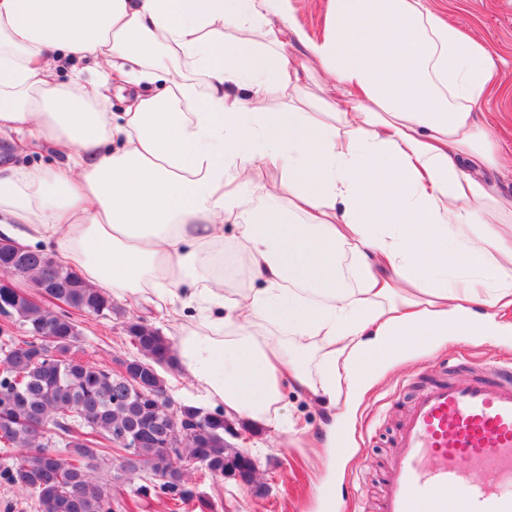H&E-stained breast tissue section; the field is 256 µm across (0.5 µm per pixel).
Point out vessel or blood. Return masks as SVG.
<instances>
[{
	"label": "vessel or blood",
	"instance_id": "b4317fda",
	"mask_svg": "<svg viewBox=\"0 0 512 512\" xmlns=\"http://www.w3.org/2000/svg\"><path fill=\"white\" fill-rule=\"evenodd\" d=\"M394 446L377 512H512V367L423 379Z\"/></svg>",
	"mask_w": 512,
	"mask_h": 512
}]
</instances>
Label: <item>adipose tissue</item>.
Returning a JSON list of instances; mask_svg holds the SVG:
<instances>
[{
    "mask_svg": "<svg viewBox=\"0 0 512 512\" xmlns=\"http://www.w3.org/2000/svg\"><path fill=\"white\" fill-rule=\"evenodd\" d=\"M295 2L0 0V134L56 158L0 164V238L150 300L205 402L284 435L285 389L350 405L409 350L512 312V199L474 115L488 45L428 0H328L316 37ZM91 61L138 87L124 112Z\"/></svg>",
    "mask_w": 512,
    "mask_h": 512,
    "instance_id": "obj_1",
    "label": "adipose tissue"
}]
</instances>
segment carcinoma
Listing matches in <instances>:
<instances>
[{
    "label": "carcinoma",
    "instance_id": "carcinoma-1",
    "mask_svg": "<svg viewBox=\"0 0 512 512\" xmlns=\"http://www.w3.org/2000/svg\"><path fill=\"white\" fill-rule=\"evenodd\" d=\"M48 257L28 248L15 259L0 249V268L17 279L43 281L58 300L51 309L17 303L0 291L9 321L26 333L20 341L7 337L0 351V447L23 458L20 465L1 467L0 480L24 489L37 512H114L112 485L96 475L100 457L107 454L143 481L135 489L137 498H163L168 512H193L207 503L182 462L203 458L210 476L240 477L264 494L238 449L228 447L223 412L206 418L193 406H181L188 432L175 440L166 409L131 387L141 378L155 393L166 392L157 371L168 364L166 337L143 322L130 324L129 337L142 357L120 361V369L78 355L72 311L104 315L112 312V301L69 267L46 275ZM121 435L135 437L137 446L113 447ZM125 451L134 456L128 463Z\"/></svg>",
    "mask_w": 512,
    "mask_h": 512
}]
</instances>
